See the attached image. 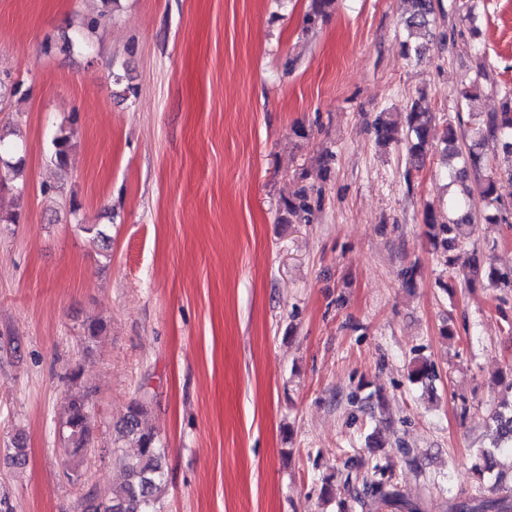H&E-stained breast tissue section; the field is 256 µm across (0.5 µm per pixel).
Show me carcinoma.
<instances>
[{
    "instance_id": "cac0c4a2",
    "label": "carcinoma",
    "mask_w": 512,
    "mask_h": 512,
    "mask_svg": "<svg viewBox=\"0 0 512 512\" xmlns=\"http://www.w3.org/2000/svg\"><path fill=\"white\" fill-rule=\"evenodd\" d=\"M408 5L402 24L407 39L402 42L404 55H419L425 43L432 36L431 26L438 7V0H406ZM336 7V0H308L303 16L304 29L314 30L325 22ZM489 80L485 66H480L476 77L463 85L462 97L474 102L484 92V82ZM481 120L468 137L461 132L454 121H447L436 133L433 125V113L423 104V99L412 102L405 113L407 127L408 155L415 169L425 165L426 158L433 146V139L444 143L447 158L460 160V165L451 172L454 182L459 184V195L448 206V217L438 219L436 213L427 209L423 221L429 228V236L435 251L444 255L465 243L476 229V204L481 203L487 209L499 210L500 198L497 193L495 177L485 175L470 183V172H479L485 164V150L490 148L494 156L504 162L500 173L512 178V93L506 92L497 112L480 113ZM375 133L377 141L386 145L398 140V123L382 116L376 119ZM73 135L60 130L51 141L50 160L60 171L70 167L74 143ZM321 195H313V188H304L295 196L284 200L281 221L286 224L310 222L315 210L320 206ZM82 232L92 236L98 243V255L111 260L112 237L103 224H81ZM81 368L71 370L68 375L70 393L64 409L63 427L67 434L68 448L63 460V474L67 481L79 483L82 475L78 473L76 458L81 451L95 445L94 430L89 415V394L81 386ZM436 377L433 365L425 360L412 363L410 379L415 383H425ZM503 392V407L508 412L495 415L498 443L493 448H478L475 451V463L472 467L474 483L466 496L459 501L448 503V512H512V486L504 487L498 483L488 484V475L497 465L496 457H512V380L500 381ZM148 402L145 399L132 402L118 431V438L127 439L136 448L132 455L117 457L121 469L126 475L125 481L118 485H93L77 502L79 512H157L156 504L165 487L163 459L167 452L157 435L147 426ZM374 473L380 479L366 481L355 489L357 497L373 505L391 508H407L408 512H420L418 505H406L400 501L391 476L386 467L375 464Z\"/></svg>"
}]
</instances>
